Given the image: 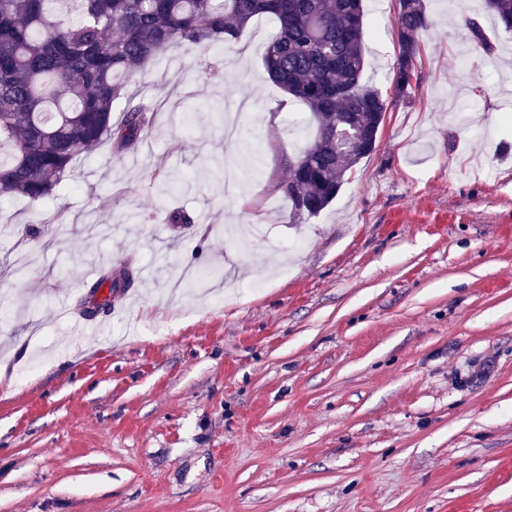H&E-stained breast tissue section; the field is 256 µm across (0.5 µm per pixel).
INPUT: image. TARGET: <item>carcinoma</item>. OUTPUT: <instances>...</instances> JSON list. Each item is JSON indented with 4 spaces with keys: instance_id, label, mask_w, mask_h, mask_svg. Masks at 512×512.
Returning <instances> with one entry per match:
<instances>
[{
    "instance_id": "obj_1",
    "label": "carcinoma",
    "mask_w": 512,
    "mask_h": 512,
    "mask_svg": "<svg viewBox=\"0 0 512 512\" xmlns=\"http://www.w3.org/2000/svg\"><path fill=\"white\" fill-rule=\"evenodd\" d=\"M512 30V0H487ZM364 0H0V197H50L92 146L137 147L155 107L127 94L128 84L172 47L207 58L256 17L276 22L263 64L270 80L315 121L313 139L290 164L283 194L288 220L318 215L346 176L376 149L387 112L381 94L362 82ZM396 87L415 78L420 37L428 27L424 0H398ZM123 104L114 115L117 104ZM130 272L94 285L122 288Z\"/></svg>"
}]
</instances>
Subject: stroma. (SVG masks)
Listing matches in <instances>:
<instances>
[{
	"mask_svg": "<svg viewBox=\"0 0 512 512\" xmlns=\"http://www.w3.org/2000/svg\"><path fill=\"white\" fill-rule=\"evenodd\" d=\"M426 12L401 93L396 0H367L384 124L303 223L278 185L314 121L285 127L265 17L208 82L182 48L145 69L136 151L0 198V512H512V32Z\"/></svg>",
	"mask_w": 512,
	"mask_h": 512,
	"instance_id": "35a3bbf8",
	"label": "stroma"
}]
</instances>
